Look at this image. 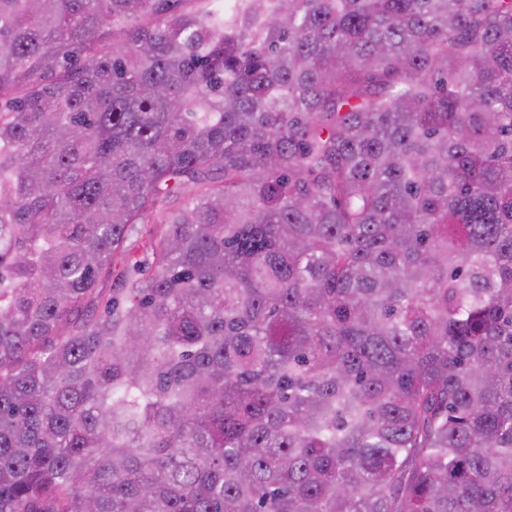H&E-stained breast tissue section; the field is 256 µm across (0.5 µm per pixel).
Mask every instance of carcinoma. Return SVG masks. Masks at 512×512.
<instances>
[{
    "label": "carcinoma",
    "instance_id": "carcinoma-1",
    "mask_svg": "<svg viewBox=\"0 0 512 512\" xmlns=\"http://www.w3.org/2000/svg\"><path fill=\"white\" fill-rule=\"evenodd\" d=\"M0 512H512V0H0ZM150 226L151 224H138L137 231L131 235L126 243L125 249L114 254L112 259L114 269L112 280L123 272L129 263L142 261L143 264L144 250L141 247V239Z\"/></svg>",
    "mask_w": 512,
    "mask_h": 512
}]
</instances>
